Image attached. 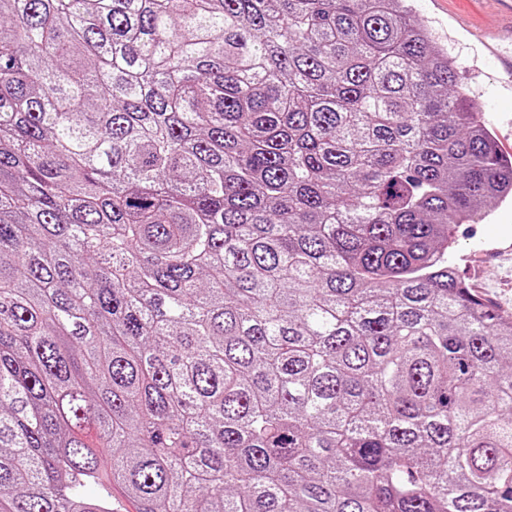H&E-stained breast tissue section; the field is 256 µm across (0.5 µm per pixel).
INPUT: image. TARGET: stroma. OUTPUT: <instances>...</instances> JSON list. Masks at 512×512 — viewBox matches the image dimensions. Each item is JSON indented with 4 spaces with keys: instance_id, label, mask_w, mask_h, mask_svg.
<instances>
[{
    "instance_id": "35a3bbf8",
    "label": "stroma",
    "mask_w": 512,
    "mask_h": 512,
    "mask_svg": "<svg viewBox=\"0 0 512 512\" xmlns=\"http://www.w3.org/2000/svg\"><path fill=\"white\" fill-rule=\"evenodd\" d=\"M415 18L428 27L457 66L459 81L481 104L485 126L500 150L512 156V93L503 84L512 59V7L504 0H411ZM498 34L500 59L481 53L479 36ZM479 221L454 230L451 258L473 292L486 304L512 315V202L490 203Z\"/></svg>"
}]
</instances>
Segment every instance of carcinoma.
<instances>
[{
    "instance_id": "obj_1",
    "label": "carcinoma",
    "mask_w": 512,
    "mask_h": 512,
    "mask_svg": "<svg viewBox=\"0 0 512 512\" xmlns=\"http://www.w3.org/2000/svg\"><path fill=\"white\" fill-rule=\"evenodd\" d=\"M405 2L0 0V512H512V158ZM484 218L454 229L451 259L486 304L512 315V255L492 253L512 241V202H492Z\"/></svg>"
}]
</instances>
